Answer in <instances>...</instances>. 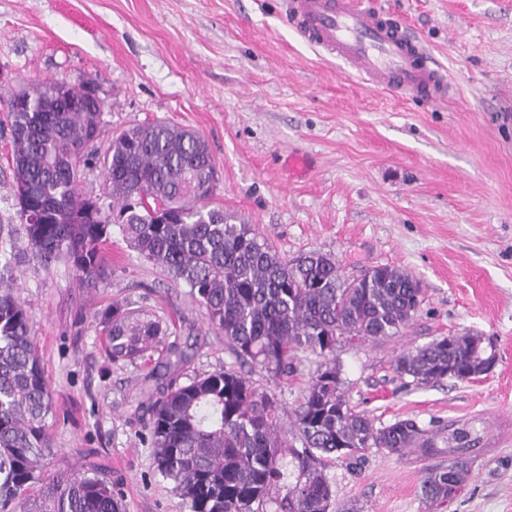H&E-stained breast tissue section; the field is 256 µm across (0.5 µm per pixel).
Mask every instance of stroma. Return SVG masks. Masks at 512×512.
<instances>
[{
  "label": "stroma",
  "instance_id": "1",
  "mask_svg": "<svg viewBox=\"0 0 512 512\" xmlns=\"http://www.w3.org/2000/svg\"><path fill=\"white\" fill-rule=\"evenodd\" d=\"M402 23L448 72L447 99H397L305 43L287 0H0V224H18L9 100L23 83L94 82L105 152L136 123L165 122L209 143L220 182L211 204L253 226L287 259L332 255L344 276L376 265L420 281L424 302L400 335L336 350L342 389L375 427L401 419L435 449L331 458L329 512H512V0H360ZM105 278L66 261L18 267L52 410L44 472L94 466L124 512H187L152 467L140 402L151 362L112 361L93 314L113 303L175 324L190 343L177 382L232 365L188 287L138 257L113 230ZM465 333L497 359L476 380L407 385L396 359ZM321 359L251 378L294 408ZM481 441L460 492L432 503L421 487L448 464V435Z\"/></svg>",
  "mask_w": 512,
  "mask_h": 512
}]
</instances>
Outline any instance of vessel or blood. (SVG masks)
<instances>
[{
	"instance_id": "obj_1",
	"label": "vessel or blood",
	"mask_w": 512,
	"mask_h": 512,
	"mask_svg": "<svg viewBox=\"0 0 512 512\" xmlns=\"http://www.w3.org/2000/svg\"><path fill=\"white\" fill-rule=\"evenodd\" d=\"M289 20L310 44L372 87L403 98L442 100L448 73L417 38L357 0H289Z\"/></svg>"
}]
</instances>
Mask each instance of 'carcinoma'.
Wrapping results in <instances>:
<instances>
[{
	"mask_svg": "<svg viewBox=\"0 0 512 512\" xmlns=\"http://www.w3.org/2000/svg\"><path fill=\"white\" fill-rule=\"evenodd\" d=\"M15 186L47 213V223L21 222L0 235V512H123L122 500L95 470L60 467L41 474L52 445L44 432L51 397L30 317L15 293L13 236L24 256L48 267L69 263L79 279H103L101 246L112 225L83 215L76 162L90 163L102 135L99 112H45L41 103L9 111ZM101 163L106 196L124 240L138 256L184 283L224 335L235 360L274 378L288 375L299 354L324 359L291 411L234 367L178 385L169 375L188 359L177 342L159 347L168 327L150 314L112 304L93 315L112 360L135 362L161 350L147 377L153 467L174 484L188 512H328L332 489L324 459L368 448L401 454L429 448L416 422L376 428L342 391L336 346L357 347L397 336L424 301L419 281L379 265L359 281L343 276L320 251L285 260L250 224L209 207L219 178L208 142L164 122L135 124L112 138ZM481 337L448 336L399 356L395 372L414 385L467 381ZM294 431L303 448L288 444ZM448 467L428 472L425 499L444 501L470 470L476 446L461 429L451 436Z\"/></svg>",
	"mask_w": 512,
	"mask_h": 512,
	"instance_id": "cac0c4a2",
	"label": "carcinoma"
}]
</instances>
